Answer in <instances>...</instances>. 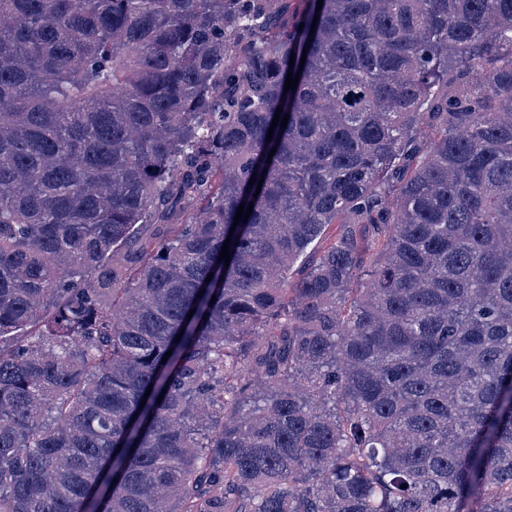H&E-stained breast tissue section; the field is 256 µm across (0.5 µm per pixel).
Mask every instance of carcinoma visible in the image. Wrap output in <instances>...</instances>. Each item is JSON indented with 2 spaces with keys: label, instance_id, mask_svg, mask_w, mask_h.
<instances>
[{
  "label": "carcinoma",
  "instance_id": "cac0c4a2",
  "mask_svg": "<svg viewBox=\"0 0 512 512\" xmlns=\"http://www.w3.org/2000/svg\"><path fill=\"white\" fill-rule=\"evenodd\" d=\"M292 2L0 0V512H512V0Z\"/></svg>",
  "mask_w": 512,
  "mask_h": 512
}]
</instances>
